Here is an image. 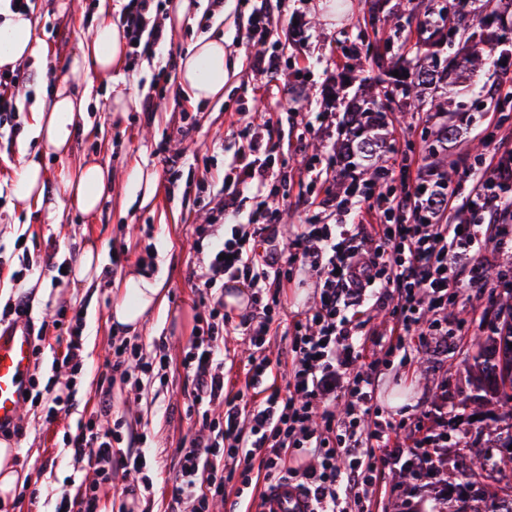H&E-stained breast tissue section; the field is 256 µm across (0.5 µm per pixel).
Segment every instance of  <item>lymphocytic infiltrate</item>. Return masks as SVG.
I'll return each instance as SVG.
<instances>
[{"mask_svg": "<svg viewBox=\"0 0 512 512\" xmlns=\"http://www.w3.org/2000/svg\"><path fill=\"white\" fill-rule=\"evenodd\" d=\"M120 24L150 58L171 40L153 13V0H128ZM269 132L268 123L251 125L245 153L222 178L225 215L238 214L244 196L253 200L244 229L225 237L217 222L197 227L221 239L202 263L197 290L205 294L217 280L236 281L250 288L251 304L234 324L223 314V300H214L204 327L190 338L182 364L193 384L187 413L199 430L179 451L169 512H215L226 485L237 480L251 487L256 469L270 484L296 481L312 512H350V503L373 486L386 462L420 478L433 503L424 508L412 490L401 512H448V487L436 475L445 462L440 448L447 432H433L420 420L383 417L376 386L388 357L401 354L407 364L423 351L447 350L449 337L486 328L477 315L448 319L449 295L485 297L496 308L497 289L512 288V266L486 275L500 257L512 255V148L487 134L486 152L463 164L470 186L439 184L431 169L416 179L414 190L399 192L394 184L410 159L389 144L390 164L344 172L343 198L319 201L320 211L340 212L337 223L307 216L284 242L270 204L279 174L266 162L273 152ZM298 266L314 276L319 294L292 324L286 390L254 396L270 368L259 354L248 361L247 390L226 396L225 336L237 333L264 349L276 321L274 302ZM370 300L388 312L384 331L368 327L364 306ZM65 334L53 376L44 383L32 378L27 396L49 422L68 412L73 378L85 362L79 327L66 326ZM168 366L163 345L147 357L126 341H112L98 411L65 438L75 462H87L105 480L120 468L144 498L153 485L143 477L142 454L135 449L142 436H130V451L117 450L101 423L112 414L110 383L135 369L163 380Z\"/></svg>", "mask_w": 512, "mask_h": 512, "instance_id": "f902f5d3", "label": "lymphocytic infiltrate"}]
</instances>
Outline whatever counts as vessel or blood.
<instances>
[{
  "label": "vessel or blood",
  "instance_id": "vessel-or-blood-1",
  "mask_svg": "<svg viewBox=\"0 0 512 512\" xmlns=\"http://www.w3.org/2000/svg\"><path fill=\"white\" fill-rule=\"evenodd\" d=\"M35 337L25 323L0 328V426L12 425L24 403L33 367ZM309 497L283 482L266 494L262 512H310Z\"/></svg>",
  "mask_w": 512,
  "mask_h": 512
}]
</instances>
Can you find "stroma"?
Returning a JSON list of instances; mask_svg holds the SVG:
<instances>
[{"label": "stroma", "instance_id": "1", "mask_svg": "<svg viewBox=\"0 0 512 512\" xmlns=\"http://www.w3.org/2000/svg\"><path fill=\"white\" fill-rule=\"evenodd\" d=\"M380 2L386 16L377 32H368L373 2ZM35 37L44 54L38 64L19 69L25 92L53 91L68 70L71 55L80 39L95 25L99 10L119 14L122 0H34ZM189 8L173 30L170 50L146 61L127 55L112 76L137 97L130 111H109L106 83L95 82L86 129L77 131L72 151L78 157H96L112 168V192L94 220H86L73 209H64L59 221H51L47 210L18 201L11 192L19 167V148H36L37 139L28 126V112H20L23 132L16 137L0 136V301L9 302L20 293L30 296V321L35 333L45 338L41 370L50 373L54 357L65 347L52 326V315L67 322H81L87 368L77 380L74 406L54 423H46L41 409L23 408L22 435L12 436L23 484L8 507L0 512H55L62 492H75L87 471L64 449L66 431L75 430L94 410L103 381V363L116 335L110 320L116 289L128 273L137 270L148 245H155L152 270L167 289V311L151 315L130 341L151 353L154 344H165L170 369L166 385L151 375L133 371L126 383L112 386V417L118 433L143 435V448L155 466L148 476L154 485L150 508L165 512L166 492L171 487L177 451L196 430L186 410L192 398L191 380L182 359L195 319L211 297L221 292L244 293L242 284L228 282L214 287L211 295L198 293L193 273L215 241L199 236L196 225L221 219L222 196L213 175L246 145V125L256 110L275 113L272 132L273 161L284 165L287 182L272 200L283 225L301 223L316 213L323 197L319 186L308 185L309 175L302 159L318 156L319 169H326L336 155V140L348 125V108L359 96V81H346L348 67L364 56L362 40L390 43L399 51H415L405 32L395 31L390 18L399 0H280L272 16L277 28L274 42L261 47L244 37V25L252 11V0H224L219 11H211L209 0H188ZM211 34L224 39L228 59L224 95L205 104L192 101L169 83L165 96L151 94L150 83L160 67L177 73L180 59L196 38ZM275 55V67L260 74L253 61L261 51ZM501 72L488 65L477 84L457 82L440 87L436 95L447 101L444 112L415 114L406 111L401 97L388 103L397 122L398 145H414L410 175L431 165L430 153L421 151L423 130L451 124L455 133L448 141V161L485 149L487 130L497 115L490 104L498 98ZM326 113L328 134L307 131V115ZM165 148L178 162L164 171L158 148ZM153 171L157 189L150 206L131 201L128 178L134 167ZM94 244L104 272L92 281L64 280L53 285L52 266L61 262L76 265L87 244ZM121 266H113L114 257ZM478 339L456 336L447 351L430 354L425 360L385 369L376 388V402L384 416L411 419L426 406L431 394L444 395L448 404V475H455L470 450L493 451L497 438L506 431L505 422L489 414L471 419L475 401L484 393L473 369ZM405 397L394 408L389 396Z\"/></svg>", "mask_w": 512, "mask_h": 512}]
</instances>
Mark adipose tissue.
Masks as SVG:
<instances>
[{"label": "adipose tissue", "instance_id": "adipose-tissue-1", "mask_svg": "<svg viewBox=\"0 0 512 512\" xmlns=\"http://www.w3.org/2000/svg\"><path fill=\"white\" fill-rule=\"evenodd\" d=\"M126 50L122 29L111 16L101 15L90 36L81 40L73 53L69 72L73 77L111 78ZM32 15L14 11L11 0H0V69H15L36 56ZM226 53L220 37H201L183 55L178 83L192 100L208 101L224 92ZM91 103L87 86L61 82L51 99H36L29 108L31 126L38 139L35 151L24 153L12 183L13 195L22 202L42 205L45 200L46 170L42 157L54 156L61 175L54 190L59 206L71 207L87 217L98 212L104 193L112 186L109 164L77 158L72 143L80 122L86 121ZM166 303L163 283L142 272L130 273L120 285L110 312L114 326L136 330Z\"/></svg>", "mask_w": 512, "mask_h": 512}]
</instances>
